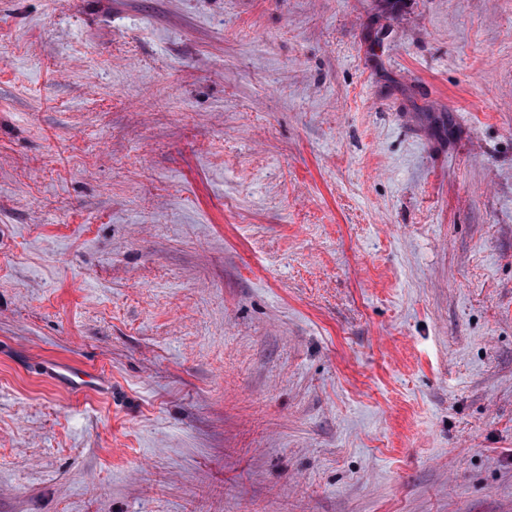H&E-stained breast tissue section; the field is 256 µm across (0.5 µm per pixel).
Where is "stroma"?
Returning <instances> with one entry per match:
<instances>
[{
    "label": "stroma",
    "mask_w": 512,
    "mask_h": 512,
    "mask_svg": "<svg viewBox=\"0 0 512 512\" xmlns=\"http://www.w3.org/2000/svg\"><path fill=\"white\" fill-rule=\"evenodd\" d=\"M0 512H512V0H0ZM55 373L64 378L75 391L82 392L89 389H100L105 387L106 381L100 375L87 376V370L77 372L75 367L68 363H58L55 365ZM93 383V385H89Z\"/></svg>",
    "instance_id": "35a3bbf8"
}]
</instances>
